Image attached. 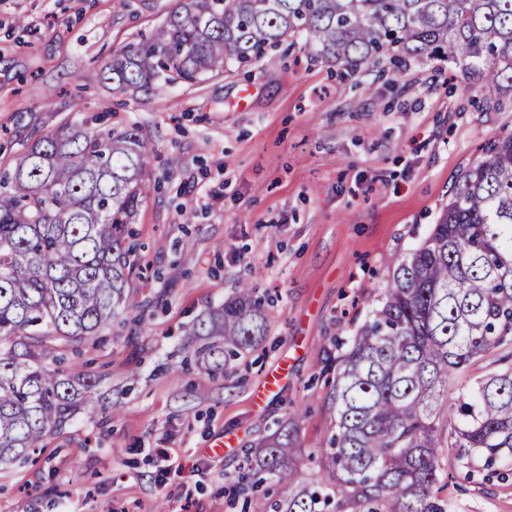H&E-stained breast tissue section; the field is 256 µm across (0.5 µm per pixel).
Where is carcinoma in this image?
<instances>
[{
    "label": "carcinoma",
    "mask_w": 512,
    "mask_h": 512,
    "mask_svg": "<svg viewBox=\"0 0 512 512\" xmlns=\"http://www.w3.org/2000/svg\"><path fill=\"white\" fill-rule=\"evenodd\" d=\"M351 74L369 62L438 58L491 100L512 86V0H184L155 34L103 67L117 88L163 90L259 60L288 37ZM138 128L60 126L0 173V468L31 460L91 402L97 379L52 366L129 306L130 224L147 198ZM268 312L254 289L184 327L208 372L257 344ZM327 398L334 431L297 468L286 423L232 486L248 512H449L441 460L512 465V133L466 169L428 236L393 268L356 334L337 344ZM288 485L278 498L260 486Z\"/></svg>",
    "instance_id": "cac0c4a2"
}]
</instances>
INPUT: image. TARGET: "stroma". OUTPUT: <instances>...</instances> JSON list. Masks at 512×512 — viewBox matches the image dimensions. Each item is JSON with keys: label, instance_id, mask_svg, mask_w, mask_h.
I'll list each match as a JSON object with an SVG mask.
<instances>
[{"label": "stroma", "instance_id": "obj_1", "mask_svg": "<svg viewBox=\"0 0 512 512\" xmlns=\"http://www.w3.org/2000/svg\"><path fill=\"white\" fill-rule=\"evenodd\" d=\"M179 0H0V166L81 117L137 125L151 153L135 222L130 305L70 362L94 403L0 469V512H241L245 451L300 413L297 466L329 434L334 339L352 336L390 270L422 242L483 146L512 130V87L483 101L446 61L350 75L300 38L258 62L160 92L120 90L102 66L154 33ZM268 296V331L224 371L175 374L182 325L235 297ZM265 405L255 395L280 362ZM236 443L217 455L220 435ZM177 453L165 469L158 451ZM450 512H512V477L483 485L441 461Z\"/></svg>", "mask_w": 512, "mask_h": 512}]
</instances>
